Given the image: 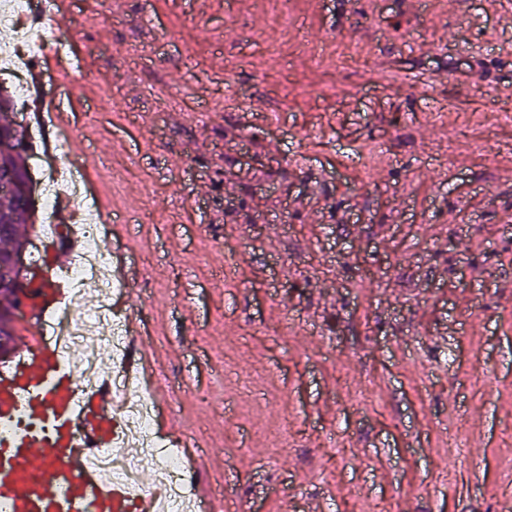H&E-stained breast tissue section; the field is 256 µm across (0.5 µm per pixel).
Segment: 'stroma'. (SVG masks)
I'll list each match as a JSON object with an SVG mask.
<instances>
[{
  "mask_svg": "<svg viewBox=\"0 0 512 512\" xmlns=\"http://www.w3.org/2000/svg\"><path fill=\"white\" fill-rule=\"evenodd\" d=\"M64 24L94 68L30 89L27 129L39 150L66 143L96 202L130 220L125 313L154 392L179 396L171 438L210 450L211 512H499L512 14L73 0ZM67 90L83 110L38 119V95Z\"/></svg>",
  "mask_w": 512,
  "mask_h": 512,
  "instance_id": "35a3bbf8",
  "label": "stroma"
}]
</instances>
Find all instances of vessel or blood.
<instances>
[{"mask_svg": "<svg viewBox=\"0 0 512 512\" xmlns=\"http://www.w3.org/2000/svg\"><path fill=\"white\" fill-rule=\"evenodd\" d=\"M67 256L54 254L49 275L24 301L32 314L54 307L66 290L60 277ZM79 391L72 370L38 331H27L8 372H0V424L23 421L0 440V507L5 512H157L154 491L132 494L110 483L90 463L84 440L106 448L117 430V404L107 386Z\"/></svg>", "mask_w": 512, "mask_h": 512, "instance_id": "b4317fda", "label": "vessel or blood"}]
</instances>
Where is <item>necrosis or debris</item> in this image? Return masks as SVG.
Masks as SVG:
<instances>
[{"instance_id": "obj_1", "label": "necrosis or debris", "mask_w": 512, "mask_h": 512, "mask_svg": "<svg viewBox=\"0 0 512 512\" xmlns=\"http://www.w3.org/2000/svg\"><path fill=\"white\" fill-rule=\"evenodd\" d=\"M46 27V17L36 9L34 0H0V28L11 36L10 42L0 47V72L9 75L31 70L44 48L39 32ZM66 197L82 200L80 224L69 227L57 223L58 204ZM42 208L50 237L76 242L62 273L66 301L40 317L42 333L64 359L75 350L91 346L112 353L113 392L121 401L118 418L122 433L112 447L93 449L90 462L109 482L135 491L148 484L161 487V512H186L185 490L194 474L157 440L156 401L147 382L126 376L124 318L112 307L125 287L114 281L110 272L103 244L107 232L104 217L94 203L86 200L83 181L69 160L60 159L46 173Z\"/></svg>"}]
</instances>
